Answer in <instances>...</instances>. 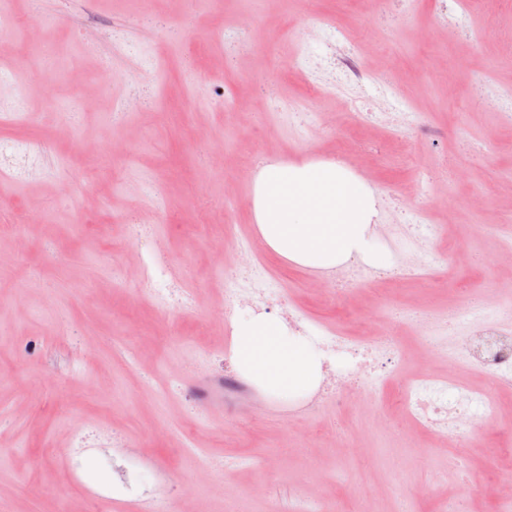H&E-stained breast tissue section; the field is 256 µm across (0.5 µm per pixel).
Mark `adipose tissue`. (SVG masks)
<instances>
[{
  "mask_svg": "<svg viewBox=\"0 0 512 512\" xmlns=\"http://www.w3.org/2000/svg\"><path fill=\"white\" fill-rule=\"evenodd\" d=\"M378 204L368 184L333 161L264 166L252 196L262 244L294 264L325 271L354 260L391 267L393 254L376 223ZM231 340L235 371L271 399L311 396L325 378L327 354L278 315L242 311Z\"/></svg>",
  "mask_w": 512,
  "mask_h": 512,
  "instance_id": "obj_1",
  "label": "adipose tissue"
}]
</instances>
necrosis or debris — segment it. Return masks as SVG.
I'll return each instance as SVG.
<instances>
[{
	"instance_id": "4bbe7bcc",
	"label": "necrosis or debris",
	"mask_w": 512,
	"mask_h": 512,
	"mask_svg": "<svg viewBox=\"0 0 512 512\" xmlns=\"http://www.w3.org/2000/svg\"><path fill=\"white\" fill-rule=\"evenodd\" d=\"M483 4L484 0H434V8L451 35L472 43L482 42L488 34L487 29L474 25ZM289 66L304 75L309 96H325L339 84L352 87L368 104L367 110L354 112L356 123L378 124L387 130L390 141H397L404 130L420 123L419 113L405 104L397 88L382 86L376 72L365 64L349 23L330 21L318 11L310 14L296 35ZM44 156L45 147L37 141L0 139V171L10 173L15 181L40 174ZM432 197V182L424 172L409 175L400 190L386 193L388 206L403 217L402 236L407 246L419 248L424 255L416 264L396 265L391 277L400 284L417 281L450 291L457 286L458 276L446 258L433 249L442 232L440 225L430 221ZM240 251L246 258L241 275L221 279L225 319H232L245 308L278 313L291 329L310 337L329 355L345 358L349 363L343 374L337 373L335 366H328L324 383L302 407V414L315 412L325 399L338 394L357 402L360 394L367 391L379 397L389 415L407 417L417 427L446 440L448 459L455 463L464 458L467 439L496 418V392L512 391V327H502L497 321L498 310H512V295H486L477 309L464 311L468 331L457 338L447 354L449 367L469 365L475 373L492 381V389L457 385L427 371L403 380L399 373L406 360L403 337L407 320L394 319L382 328L363 327L338 335L328 325L286 304L282 295L275 292L266 267L256 260L255 246L245 243ZM137 253L139 260L127 269L126 280L142 284L159 307L177 306L184 312H194L198 306L195 294L183 288L169 255L158 248L152 230L140 228ZM378 278V272L354 261L346 270L311 279L309 285L333 302L350 297L355 281L373 282ZM130 446L125 438L104 441L97 428L88 427L73 435L67 455L75 469L80 468L89 451L103 455L112 466L113 482L123 489V498L135 501L141 512H179L168 499L138 487L133 473L137 456Z\"/></svg>"
}]
</instances>
